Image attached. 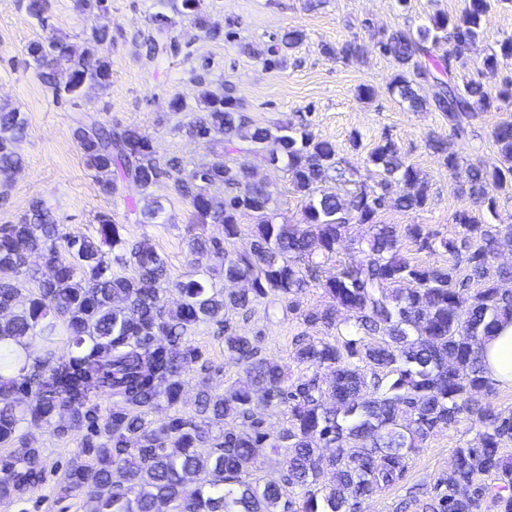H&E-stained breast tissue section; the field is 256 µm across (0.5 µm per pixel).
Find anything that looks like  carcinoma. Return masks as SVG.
<instances>
[{
    "label": "carcinoma",
    "instance_id": "1",
    "mask_svg": "<svg viewBox=\"0 0 512 512\" xmlns=\"http://www.w3.org/2000/svg\"><path fill=\"white\" fill-rule=\"evenodd\" d=\"M18 4L46 22L47 0ZM166 4L193 18L208 39L229 36L233 22L210 20L200 0ZM490 7V0H467L458 16L440 12L427 25L393 29L376 41L396 68L388 92L448 124L450 138L432 136L426 144L450 172L460 165L457 141L512 96L507 89L494 95L462 74ZM172 25L168 14L154 15L149 57L178 50ZM304 39L299 29L285 30L265 64H282ZM111 42L103 26L80 44L51 28L26 54L44 83L72 99L88 85L111 86ZM322 50L356 62L365 53L355 41ZM500 55L512 56L511 36L483 57V70L494 72ZM431 83L437 91L428 99L420 91ZM198 84L186 134L211 149L207 164L187 170L178 157L162 162L146 132L107 126L89 112L76 120L73 138L103 194H116L127 180L140 187L136 222L159 218L162 205L149 190L165 178L188 201L195 223L224 225V238L198 234L189 251L213 260L224 281L246 286L228 292L193 274L171 279L165 259L145 242L129 243L105 212L95 216L94 236L62 232L39 200L18 223L1 225L0 447L12 454L0 500L24 503L45 481L41 453L23 430L46 424L59 438L79 437L77 461L58 487L63 498L83 497L87 512H363L366 500L399 483L431 434L469 421L474 438L455 450L448 474L419 509L512 512V413L483 399L492 381L482 361L485 343L512 322V266L496 263L512 224H479L468 207L454 213L452 238H437L426 224H382L377 217L389 205L423 210L431 197L427 176L405 161L397 141L383 138L363 159L365 170L378 172L370 182L357 167L341 171L336 144L315 138L307 125H258L231 86L213 89L202 77ZM27 130L24 113L1 102V172L22 165L16 146ZM491 138L500 165L469 164L459 194L495 214L499 198H512V122L496 126ZM259 147L269 162L283 164L306 199L304 223L278 221L269 185L228 161ZM245 215L253 221L246 233ZM351 224L369 225V237L347 239ZM244 234L246 243L228 249ZM404 239L448 258L413 262L402 252ZM345 241L364 261L327 271ZM34 254L45 269L32 266ZM128 263L131 275L114 269ZM313 284L331 304L303 314V322L334 329L340 339L296 341L293 358L305 372L292 378L259 355L257 337L226 326L224 352L242 375L221 394L197 393L192 415L179 413L189 365L200 359L192 342L198 326L223 324L229 312L247 313L269 297L294 311ZM171 292L179 295L174 307L167 306ZM105 398L121 405L104 408ZM162 406L174 414L156 423L150 415ZM272 406L288 411V424L275 433L259 412ZM230 417L239 425H227ZM260 448L274 455L288 449L280 478L257 474ZM326 469L334 483L319 493Z\"/></svg>",
    "mask_w": 512,
    "mask_h": 512
}]
</instances>
